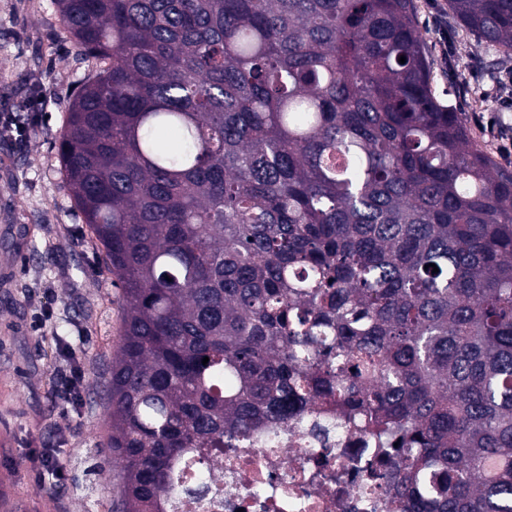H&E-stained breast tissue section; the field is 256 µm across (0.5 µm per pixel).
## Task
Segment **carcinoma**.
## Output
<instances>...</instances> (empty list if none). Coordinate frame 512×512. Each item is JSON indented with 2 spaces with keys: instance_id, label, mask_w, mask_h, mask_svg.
<instances>
[{
  "instance_id": "obj_1",
  "label": "carcinoma",
  "mask_w": 512,
  "mask_h": 512,
  "mask_svg": "<svg viewBox=\"0 0 512 512\" xmlns=\"http://www.w3.org/2000/svg\"><path fill=\"white\" fill-rule=\"evenodd\" d=\"M55 4L105 62L57 152L122 291L119 512L328 411L399 512H512V174L437 98L414 0ZM448 10L512 56V0Z\"/></svg>"
}]
</instances>
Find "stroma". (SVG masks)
Instances as JSON below:
<instances>
[{
	"instance_id": "1",
	"label": "stroma",
	"mask_w": 512,
	"mask_h": 512,
	"mask_svg": "<svg viewBox=\"0 0 512 512\" xmlns=\"http://www.w3.org/2000/svg\"><path fill=\"white\" fill-rule=\"evenodd\" d=\"M415 0L433 85L456 107L475 142L489 140L475 113L512 124V101L497 96L475 108L446 96L449 71L490 88L494 48L449 25L441 54L432 24L436 5ZM78 56L54 0H0V115L25 116L24 139L0 137V512H116L99 397L121 334L122 293L100 246L65 187L57 140L72 95L96 70ZM79 367L82 396L55 395L62 373ZM57 449L65 479L36 478L35 461Z\"/></svg>"
}]
</instances>
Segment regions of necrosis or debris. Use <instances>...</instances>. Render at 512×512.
<instances>
[{
    "mask_svg": "<svg viewBox=\"0 0 512 512\" xmlns=\"http://www.w3.org/2000/svg\"><path fill=\"white\" fill-rule=\"evenodd\" d=\"M374 453L359 431L288 425L273 447L232 448L203 476L189 474L206 494L181 512H384V486L360 465Z\"/></svg>",
    "mask_w": 512,
    "mask_h": 512,
    "instance_id": "necrosis-or-debris-1",
    "label": "necrosis or debris"
}]
</instances>
